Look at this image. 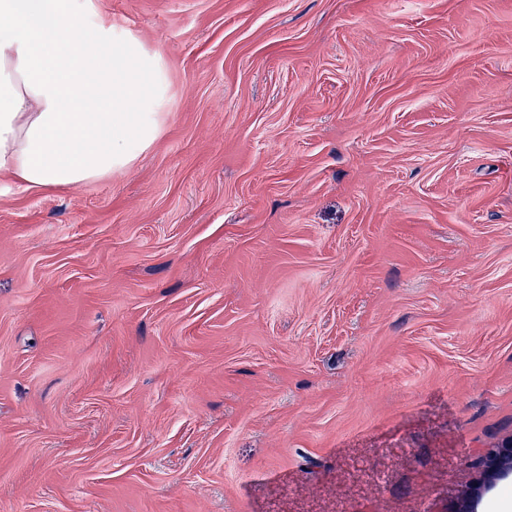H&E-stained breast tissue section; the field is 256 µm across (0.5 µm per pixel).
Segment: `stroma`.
Listing matches in <instances>:
<instances>
[{
    "mask_svg": "<svg viewBox=\"0 0 512 512\" xmlns=\"http://www.w3.org/2000/svg\"><path fill=\"white\" fill-rule=\"evenodd\" d=\"M77 2L163 131L0 177V512H453L512 440V0Z\"/></svg>",
    "mask_w": 512,
    "mask_h": 512,
    "instance_id": "35a3bbf8",
    "label": "stroma"
}]
</instances>
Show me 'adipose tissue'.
<instances>
[{"label": "adipose tissue", "instance_id": "obj_1", "mask_svg": "<svg viewBox=\"0 0 512 512\" xmlns=\"http://www.w3.org/2000/svg\"><path fill=\"white\" fill-rule=\"evenodd\" d=\"M159 58L74 0H0V174L28 189L117 176L158 138Z\"/></svg>", "mask_w": 512, "mask_h": 512}]
</instances>
